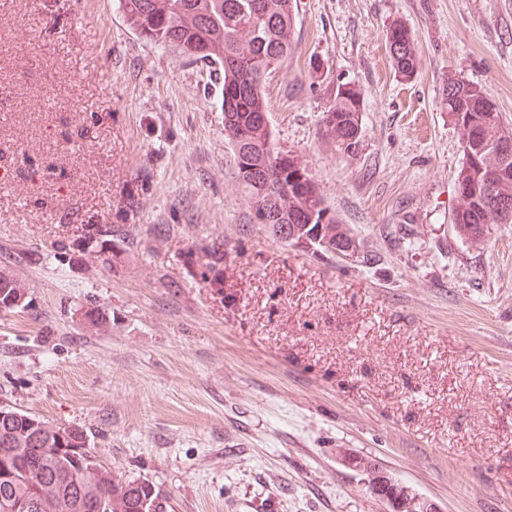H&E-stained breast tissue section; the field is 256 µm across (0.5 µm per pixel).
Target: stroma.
<instances>
[{
    "label": "stroma",
    "instance_id": "35a3bbf8",
    "mask_svg": "<svg viewBox=\"0 0 512 512\" xmlns=\"http://www.w3.org/2000/svg\"><path fill=\"white\" fill-rule=\"evenodd\" d=\"M294 41L270 126L375 264L253 223L219 76L118 0H0V272L28 288L0 310V407L84 429L174 512H388L343 451L441 512H512V224L478 246L456 231L445 89L482 88L512 127V0H297ZM342 83L363 96L351 157L320 133ZM91 224L170 231L112 267ZM216 238L239 252L220 292L186 264ZM387 41L395 64V72L404 79L411 78L418 65L415 39L403 25H393L387 32Z\"/></svg>",
    "mask_w": 512,
    "mask_h": 512
}]
</instances>
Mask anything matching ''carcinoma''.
Masks as SVG:
<instances>
[{"label": "carcinoma", "instance_id": "cac0c4a2", "mask_svg": "<svg viewBox=\"0 0 512 512\" xmlns=\"http://www.w3.org/2000/svg\"><path fill=\"white\" fill-rule=\"evenodd\" d=\"M122 15L141 37L169 47L191 61H203L223 75L221 106L224 135L232 145L238 173L251 200L252 217L267 213L268 225L285 245L312 247V253L336 257V250L359 239L330 214L311 171L297 155L282 149L270 126L258 123L267 112L263 80L296 49V0H119ZM395 72L411 78L418 65L415 39L403 25L387 32ZM448 115L460 136L494 137L502 131L496 102L463 80L447 84ZM361 91L346 83L336 88L321 119L324 142L351 156L359 147ZM457 206L453 223L473 244L483 242L497 223L498 204L512 205V164L492 152L474 151L456 174ZM112 241V262L142 245L132 224H103ZM207 262L199 279L224 285V263L232 255L226 243L195 247ZM27 289L12 275L0 273V303L26 299ZM0 419V512L18 503L42 501V512H173L170 497L144 478L125 479L86 449L80 428L57 438L47 432L31 440L36 417L6 408ZM54 471V483L39 480L34 464Z\"/></svg>", "mask_w": 512, "mask_h": 512}]
</instances>
